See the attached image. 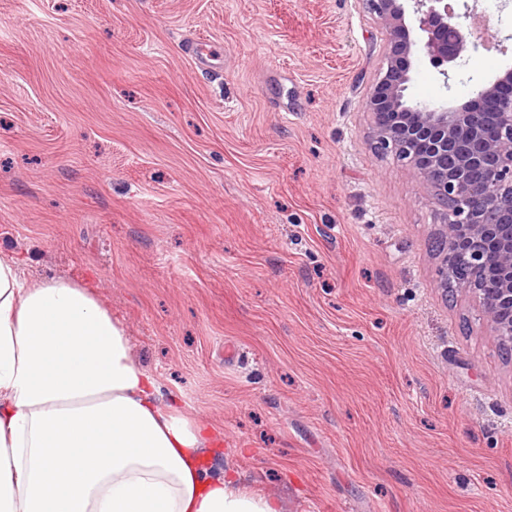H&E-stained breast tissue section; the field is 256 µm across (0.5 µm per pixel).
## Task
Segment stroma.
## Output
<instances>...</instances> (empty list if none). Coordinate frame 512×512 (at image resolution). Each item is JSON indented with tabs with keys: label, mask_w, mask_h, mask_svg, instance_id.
Wrapping results in <instances>:
<instances>
[{
	"label": "stroma",
	"mask_w": 512,
	"mask_h": 512,
	"mask_svg": "<svg viewBox=\"0 0 512 512\" xmlns=\"http://www.w3.org/2000/svg\"><path fill=\"white\" fill-rule=\"evenodd\" d=\"M467 40L447 88L416 46L407 97L512 69V0ZM386 53L366 0H0V249L93 286L281 512H512V349L373 147Z\"/></svg>",
	"instance_id": "35a3bbf8"
}]
</instances>
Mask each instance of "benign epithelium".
Masks as SVG:
<instances>
[{
	"instance_id": "obj_1",
	"label": "benign epithelium",
	"mask_w": 512,
	"mask_h": 512,
	"mask_svg": "<svg viewBox=\"0 0 512 512\" xmlns=\"http://www.w3.org/2000/svg\"><path fill=\"white\" fill-rule=\"evenodd\" d=\"M406 1L427 35L424 47L444 87L451 79L444 65L458 66L467 49L463 20L470 14L455 13L448 0H367L388 41L386 70L365 101L374 145L417 170L447 212L435 241L442 285L453 281L458 267L490 269L492 289L468 278L456 285L475 294L496 335L512 346V69L458 108L409 101L415 41L405 23ZM475 169L488 179H472Z\"/></svg>"
}]
</instances>
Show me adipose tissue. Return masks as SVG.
<instances>
[{"mask_svg": "<svg viewBox=\"0 0 512 512\" xmlns=\"http://www.w3.org/2000/svg\"><path fill=\"white\" fill-rule=\"evenodd\" d=\"M161 389L90 285L0 250V512H279L204 467L222 432Z\"/></svg>", "mask_w": 512, "mask_h": 512, "instance_id": "ef3b65f1", "label": "adipose tissue"}]
</instances>
